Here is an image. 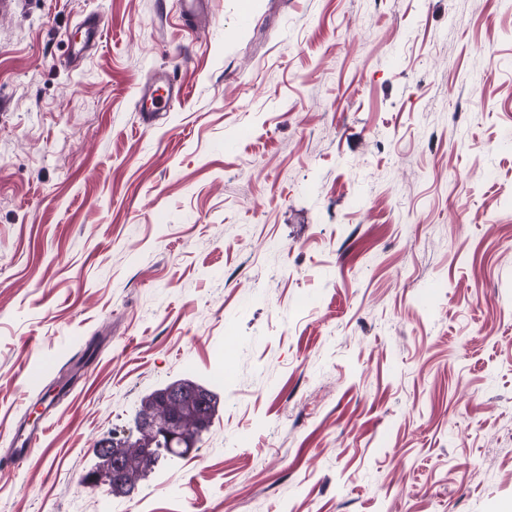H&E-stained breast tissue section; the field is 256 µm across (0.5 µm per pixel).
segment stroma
I'll list each match as a JSON object with an SVG mask.
<instances>
[{
	"label": "stroma",
	"instance_id": "obj_1",
	"mask_svg": "<svg viewBox=\"0 0 512 512\" xmlns=\"http://www.w3.org/2000/svg\"><path fill=\"white\" fill-rule=\"evenodd\" d=\"M211 12H0V461L78 388L0 512H512V0ZM183 377L219 398L195 448L92 486ZM101 34V23L97 16L85 18L81 26L76 30V37L72 40L71 47L73 57L81 59L86 52L92 49L99 40ZM182 95V90L163 72H155L140 88L136 101L140 112L141 125L145 130L151 129L159 112L167 110L173 100ZM167 388V385L162 388H159L157 389V392H152L148 396L144 397L141 401L140 409L136 417V428L137 431L140 433L141 440L145 447L155 444V437L153 434L141 432L142 423L149 419H152L158 413V409L155 406L154 400L155 394L157 393V396L160 399L165 400V402L175 401L174 393H172V391Z\"/></svg>",
	"mask_w": 512,
	"mask_h": 512
}]
</instances>
